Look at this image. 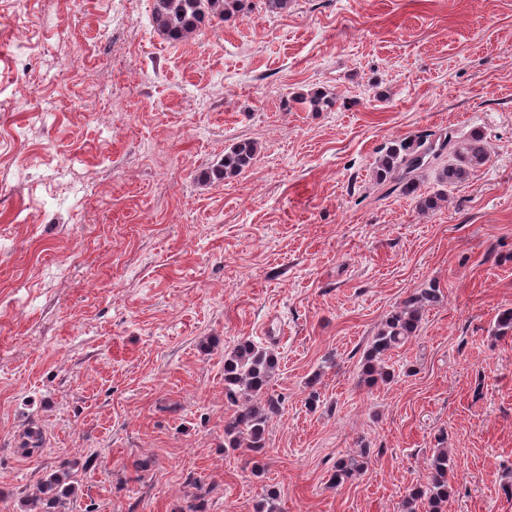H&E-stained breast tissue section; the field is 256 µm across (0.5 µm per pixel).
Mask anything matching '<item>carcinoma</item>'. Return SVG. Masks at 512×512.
Returning a JSON list of instances; mask_svg holds the SVG:
<instances>
[{"instance_id":"carcinoma-1","label":"carcinoma","mask_w":512,"mask_h":512,"mask_svg":"<svg viewBox=\"0 0 512 512\" xmlns=\"http://www.w3.org/2000/svg\"><path fill=\"white\" fill-rule=\"evenodd\" d=\"M248 0H153V26L165 39L182 41L199 34L207 22L217 17L226 20L251 10ZM295 101L312 112L332 108L333 98L320 90L302 94ZM430 134H417L399 141L378 159L377 180L395 182L405 195L417 193L414 173L418 169L447 159L439 171V180L450 185L459 184L489 161V152L480 134L459 142L448 134L434 144ZM258 149L252 141H242L224 152L219 167L200 174L201 180H223L242 174L249 168ZM440 300L437 288L421 289L408 296L401 309L392 315L384 328L374 337L363 366V381L375 384L391 378L386 366L390 351L415 335L425 308ZM274 352L252 340L245 339L224 357V395L236 406L234 413L224 421V447L236 450L242 446L259 453L265 448L266 428L270 418L280 411L281 402L268 394V385L276 368ZM265 397V403H252L254 397ZM363 463L340 460L336 463L333 479L343 483L353 477ZM452 469L448 451H436L428 467L425 483L415 488L404 501L407 512H415L417 501L424 498L429 512H444L452 493L448 472ZM79 480L71 463L64 461L60 469L40 479L36 491L27 504L28 512H61L64 499L77 494Z\"/></svg>"}]
</instances>
